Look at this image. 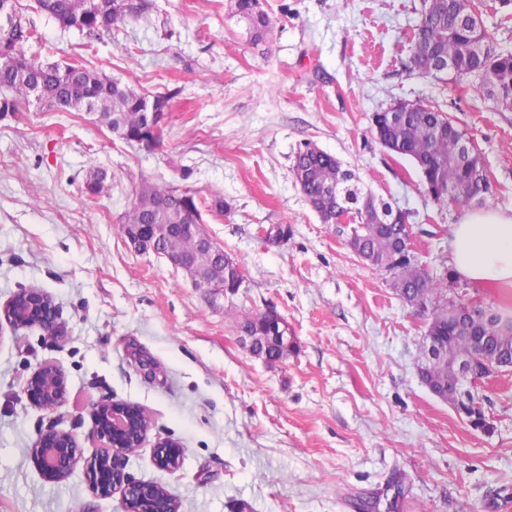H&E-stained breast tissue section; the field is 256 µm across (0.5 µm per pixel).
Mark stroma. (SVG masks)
<instances>
[{
    "label": "stroma",
    "mask_w": 512,
    "mask_h": 512,
    "mask_svg": "<svg viewBox=\"0 0 512 512\" xmlns=\"http://www.w3.org/2000/svg\"><path fill=\"white\" fill-rule=\"evenodd\" d=\"M21 2L34 30L27 55L176 96L151 149L36 101L0 115V303L43 289L62 326L58 336L0 327V512H124L82 469L50 483L28 457L51 426L94 452L88 409L103 398L148 414L126 470L169 490L179 512H356L368 496L377 512H512V372L483 392L490 435L433 396L417 371L423 319L388 272L320 222L292 171L303 144L336 156L408 212L416 255L441 287L512 315V285L446 280L450 230L465 212L434 204L413 164L372 131L373 114L397 101L440 107L481 153L487 207L512 214V112L473 80L417 75L421 0H263L275 29L258 45L233 0H149L144 18L101 40ZM94 166L107 179L92 197ZM144 181L196 193L207 233L246 273L223 305L128 243L122 216ZM216 194L220 212L209 207ZM247 310L287 321L296 348L286 360L266 364L242 344ZM48 362L69 390L51 410L23 392ZM165 437L184 450L172 473L153 461ZM397 479L404 494L392 509Z\"/></svg>",
    "instance_id": "1"
}]
</instances>
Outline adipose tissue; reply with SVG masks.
I'll list each match as a JSON object with an SVG mask.
<instances>
[{
	"label": "adipose tissue",
	"mask_w": 512,
	"mask_h": 512,
	"mask_svg": "<svg viewBox=\"0 0 512 512\" xmlns=\"http://www.w3.org/2000/svg\"><path fill=\"white\" fill-rule=\"evenodd\" d=\"M453 264L471 283L512 284V215L492 209L468 212L453 225Z\"/></svg>",
	"instance_id": "1"
}]
</instances>
